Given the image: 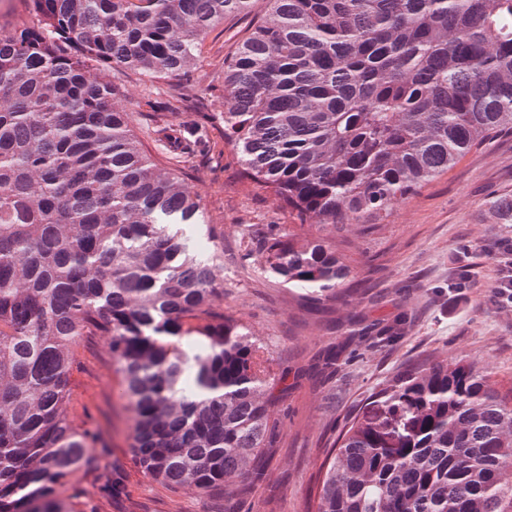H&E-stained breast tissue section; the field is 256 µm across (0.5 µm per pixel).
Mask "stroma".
I'll use <instances>...</instances> for the list:
<instances>
[{"instance_id":"35a3bbf8","label":"stroma","mask_w":512,"mask_h":512,"mask_svg":"<svg viewBox=\"0 0 512 512\" xmlns=\"http://www.w3.org/2000/svg\"><path fill=\"white\" fill-rule=\"evenodd\" d=\"M266 8L265 0H255L250 15L211 30L185 76L150 82L106 67L100 76L112 84L116 105L129 112L146 153L161 165L178 163L220 234L224 265L215 274L224 281L225 307L270 345L283 372L269 479L248 487L245 498L228 500L193 487L172 491L141 473L128 452L130 413L121 380L102 357L99 339L88 336L76 349L71 412L79 428L100 433L107 452L70 489L80 512H239L243 506L302 512L325 449L354 408L397 369L430 355L463 354L484 365L501 392L512 390V307L494 293L498 245L512 240V224L498 223L493 211L494 202L512 195L510 132L490 135L448 173L396 201L387 223L343 226L332 243L353 268L347 285L361 292L355 304L307 310L301 289L281 286L240 261L244 234L262 239L279 225L300 237L310 232L292 222L275 196L243 179L219 115L224 59ZM356 312L373 323L403 320L404 333L390 351H362L338 374L319 376V353L344 334ZM116 461L129 489L121 502L105 494Z\"/></svg>"}]
</instances>
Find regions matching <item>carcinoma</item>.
Returning a JSON list of instances; mask_svg holds the SVG:
<instances>
[{"mask_svg":"<svg viewBox=\"0 0 512 512\" xmlns=\"http://www.w3.org/2000/svg\"><path fill=\"white\" fill-rule=\"evenodd\" d=\"M0 25V512L62 494L101 437L70 419L74 349L97 336L133 413L129 449L171 490L240 493L277 444L268 345L224 310L188 231L215 235L177 166L142 149L91 65L179 76L253 0H24ZM224 61V137L243 176L315 226L241 251L277 283L351 303L330 235L382 224L490 134L512 132V0H267ZM391 323L356 316L317 371ZM305 512H512V398L464 356L397 370L343 427Z\"/></svg>","mask_w":512,"mask_h":512,"instance_id":"carcinoma-1","label":"carcinoma"}]
</instances>
